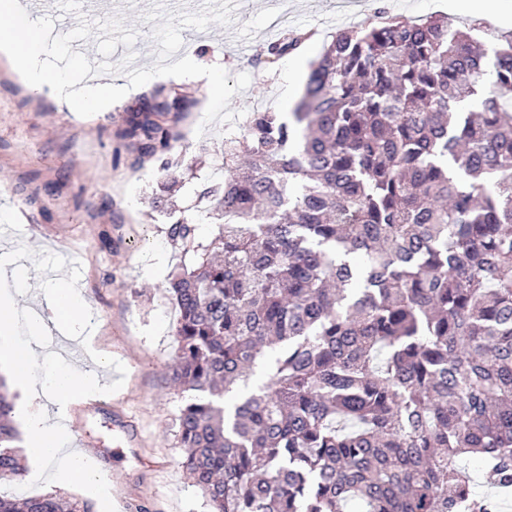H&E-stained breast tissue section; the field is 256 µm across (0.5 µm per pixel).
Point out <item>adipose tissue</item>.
<instances>
[{"label":"adipose tissue","instance_id":"1","mask_svg":"<svg viewBox=\"0 0 512 512\" xmlns=\"http://www.w3.org/2000/svg\"><path fill=\"white\" fill-rule=\"evenodd\" d=\"M28 279L18 278L13 288L0 289V368H8L17 380L28 390H35L34 368L37 357L29 347L18 327V303L16 293L33 292ZM52 308L58 321L75 326H83L89 318L84 300L66 273H59L50 295ZM93 370L80 372L71 366H58L48 380L49 386L57 395L59 412H66L69 405L78 398H93L101 395L103 388L97 374L98 368L108 366L109 358L98 352H90ZM27 447L34 457L54 459L58 467L54 478L60 482L79 480L95 489H102L105 477L101 468L81 455L61 456V429L40 407H32L26 419Z\"/></svg>","mask_w":512,"mask_h":512}]
</instances>
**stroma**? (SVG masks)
Here are the masks:
<instances>
[{"label":"stroma","instance_id":"stroma-1","mask_svg":"<svg viewBox=\"0 0 512 512\" xmlns=\"http://www.w3.org/2000/svg\"><path fill=\"white\" fill-rule=\"evenodd\" d=\"M231 25L209 24L204 32L183 29L184 55L204 66H222L229 75L248 74V87L231 97L239 114L233 125H203V112L191 113L184 139L173 156L197 162L215 177L224 165L221 143L240 134L243 115L291 112L283 99L290 55L261 63L278 28L309 32L304 53L314 62L337 30L364 27L375 9L391 16L446 17L460 25L470 20L466 7L448 0H232ZM166 0H117L115 16L137 33L133 47L117 45L103 57L96 39L85 42L94 62H120L128 51L156 60L152 23L143 19ZM136 88L107 110L82 117L50 88L34 92L0 55V222L21 225L27 243L15 250L0 246V268L31 272L37 287L54 286L55 268L65 270L96 314L90 328L95 349L120 367L119 377L102 371L112 391L98 399L75 400L67 410L69 434L78 436L83 454L109 473L114 502L125 512H207L204 500L182 468L183 451L171 431L181 399L171 380L176 352L171 334L175 312L163 291L178 262L167 240L162 213L151 197L161 180L158 163L135 170L118 132L127 112L137 106ZM44 305L23 301L19 320L42 319L46 328L30 342L48 367L71 362L57 342L70 338L55 325ZM25 473L0 491L21 498L56 492L88 500L103 512L100 500L83 483L51 480L55 461L24 460Z\"/></svg>","mask_w":512,"mask_h":512}]
</instances>
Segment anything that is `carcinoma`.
<instances>
[{
	"label": "carcinoma",
	"instance_id": "obj_1",
	"mask_svg": "<svg viewBox=\"0 0 512 512\" xmlns=\"http://www.w3.org/2000/svg\"><path fill=\"white\" fill-rule=\"evenodd\" d=\"M481 33L407 17L337 31L290 116L254 112L222 141L226 174L198 194L224 217L212 238L169 211L172 428L209 512H499L466 456L512 490V37L488 50ZM202 105L161 84L125 119L130 166L161 161L154 208ZM13 409L0 379V482L24 471ZM0 512L91 505L0 494Z\"/></svg>",
	"mask_w": 512,
	"mask_h": 512
}]
</instances>
